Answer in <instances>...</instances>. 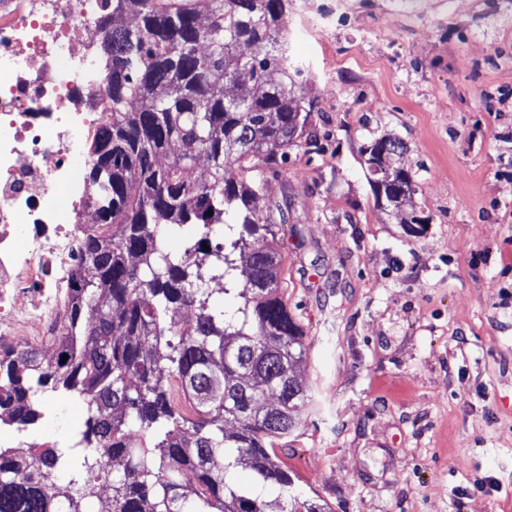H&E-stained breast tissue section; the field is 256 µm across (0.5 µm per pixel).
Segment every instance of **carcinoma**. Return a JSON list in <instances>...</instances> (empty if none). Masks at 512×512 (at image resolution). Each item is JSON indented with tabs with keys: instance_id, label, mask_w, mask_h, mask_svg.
I'll use <instances>...</instances> for the list:
<instances>
[{
	"instance_id": "obj_1",
	"label": "carcinoma",
	"mask_w": 512,
	"mask_h": 512,
	"mask_svg": "<svg viewBox=\"0 0 512 512\" xmlns=\"http://www.w3.org/2000/svg\"><path fill=\"white\" fill-rule=\"evenodd\" d=\"M287 11L285 0H105L109 82L86 141L98 225L81 241L53 360L0 341V424L36 423L48 390L80 397L89 416L67 448H0V512H87L102 485L111 512H329L276 453L306 410L304 344L265 242L276 218L253 206L288 150L317 144L314 103L294 92ZM395 180L385 197L415 192L412 173ZM184 224L201 237L166 250L161 229ZM173 309L187 320L172 322ZM273 392L276 406H262ZM245 459L250 488L231 478Z\"/></svg>"
}]
</instances>
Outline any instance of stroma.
<instances>
[{
  "mask_svg": "<svg viewBox=\"0 0 512 512\" xmlns=\"http://www.w3.org/2000/svg\"><path fill=\"white\" fill-rule=\"evenodd\" d=\"M285 24L321 147L255 201L287 217L305 333L308 404L276 451L332 512H512V0H288ZM382 136L411 147L421 223L366 178ZM37 409L39 444L87 419L57 393Z\"/></svg>",
  "mask_w": 512,
  "mask_h": 512,
  "instance_id": "obj_1",
  "label": "stroma"
}]
</instances>
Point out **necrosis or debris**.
I'll return each instance as SVG.
<instances>
[{"mask_svg": "<svg viewBox=\"0 0 512 512\" xmlns=\"http://www.w3.org/2000/svg\"><path fill=\"white\" fill-rule=\"evenodd\" d=\"M104 0H0V339L40 336L97 218L82 144L102 91Z\"/></svg>", "mask_w": 512, "mask_h": 512, "instance_id": "obj_1", "label": "necrosis or debris"}]
</instances>
